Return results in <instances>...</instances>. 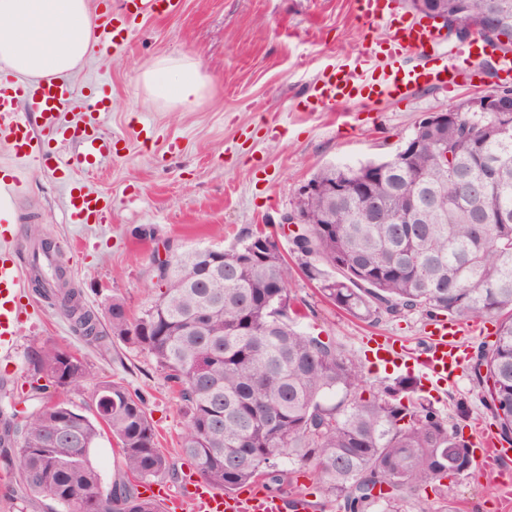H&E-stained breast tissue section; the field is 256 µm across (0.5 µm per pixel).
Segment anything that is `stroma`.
Returning <instances> with one entry per match:
<instances>
[{"label":"stroma","instance_id":"1","mask_svg":"<svg viewBox=\"0 0 512 512\" xmlns=\"http://www.w3.org/2000/svg\"><path fill=\"white\" fill-rule=\"evenodd\" d=\"M131 26L125 49L93 55L71 75L78 93L100 80L112 93L103 124L115 141L112 155L74 172L111 197V223H64V187L36 161L26 165L6 210L7 222L25 233L21 265L30 264V244L50 240L103 332L112 301L135 313L157 295L152 260L165 243L228 248L261 225L287 245L281 218L317 169L392 155L425 114L500 85L489 58L475 84L452 96L426 89L341 112L314 104L312 86L323 72L351 63L363 40L389 34L386 24L360 17L358 0H182L178 15L140 18ZM183 54L197 57L207 81L202 103L188 112L151 99L138 81L156 58ZM289 289L306 312L302 330L332 338L351 358L364 360L372 336L392 338L415 354L426 344L424 313L368 323L323 301L302 273H294ZM26 294L30 316L18 337L19 355L0 365V384L17 413L28 408L27 352L57 345L82 355L95 378L143 393L160 448L187 472L190 463L180 457L185 419L154 360L117 340L86 341L51 302L31 288ZM429 400L467 439L498 432L470 373L441 384ZM511 484L512 469L491 462L449 482L444 492L430 489L410 499L405 509L436 512L446 497L457 512H512Z\"/></svg>","mask_w":512,"mask_h":512}]
</instances>
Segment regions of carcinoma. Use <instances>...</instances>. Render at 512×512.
<instances>
[{
    "mask_svg": "<svg viewBox=\"0 0 512 512\" xmlns=\"http://www.w3.org/2000/svg\"><path fill=\"white\" fill-rule=\"evenodd\" d=\"M459 29L485 26L512 40V0H430ZM463 111L448 122L420 121L383 160L329 165L297 193L300 232L289 253L335 307L368 322L419 311L450 320L492 318L496 339L474 351L476 394L512 442V112ZM173 266L153 268L159 294L136 317L108 308L112 338L150 355L186 418L181 455L230 494L260 477L279 492L309 471L341 512H403L405 503L474 462L470 443L400 378L366 388L361 363L332 340L299 327L289 285L293 266L266 229L213 250L167 244ZM36 292L89 341L98 318L62 268L37 264ZM30 408L0 420V475L20 478L26 496L61 512H160L130 480L175 476L155 442L145 400L105 379L87 415L44 400L56 385L89 377L86 360L45 343L30 358ZM118 445L128 480L103 488L92 450L103 435ZM288 458L291 467H281Z\"/></svg>",
    "mask_w": 512,
    "mask_h": 512,
    "instance_id": "obj_1",
    "label": "carcinoma"
}]
</instances>
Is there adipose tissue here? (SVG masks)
Wrapping results in <instances>:
<instances>
[{"label":"adipose tissue","mask_w":512,"mask_h":512,"mask_svg":"<svg viewBox=\"0 0 512 512\" xmlns=\"http://www.w3.org/2000/svg\"><path fill=\"white\" fill-rule=\"evenodd\" d=\"M94 27L88 0H0V65L24 78L73 72L95 48ZM139 79L179 111L204 98L205 80L191 55L156 59Z\"/></svg>","instance_id":"ef3b65f1"}]
</instances>
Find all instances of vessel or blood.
I'll use <instances>...</instances> for the list:
<instances>
[{
	"instance_id": "vessel-or-blood-1",
	"label": "vessel or blood",
	"mask_w": 512,
	"mask_h": 512,
	"mask_svg": "<svg viewBox=\"0 0 512 512\" xmlns=\"http://www.w3.org/2000/svg\"><path fill=\"white\" fill-rule=\"evenodd\" d=\"M181 0H122L121 14L104 9L98 16L97 46L112 49L131 20L157 15H173ZM443 37L433 25L409 22L392 28L385 43L360 46L351 66L332 68L314 92L321 104L336 106L404 96L426 87H440L456 92L473 84L474 70H460L448 63L408 66L401 57L408 52L427 54L441 45ZM110 92L106 82L90 87L84 96H76L73 85L64 77L54 76L34 83H22L0 72V140L10 147L12 162L39 161L62 180L66 188L65 216L70 224H107L112 220L110 199L72 180L79 167L92 168L111 157L113 142L100 132V125L110 110ZM77 142L76 154L62 153V142ZM19 239L12 225L0 226V359L13 360L18 355V336L26 306L22 302L25 284L17 261ZM459 325L445 319L435 321L428 331V343L414 360H406L394 341H374L371 353L376 362L396 368L406 367L419 385L439 383L460 374L464 367L461 349L452 341ZM500 461L512 460V446L488 437L474 449L475 461L484 453ZM168 512H283L277 496L250 491L227 496L201 480L186 479L178 492L162 495Z\"/></svg>"
}]
</instances>
